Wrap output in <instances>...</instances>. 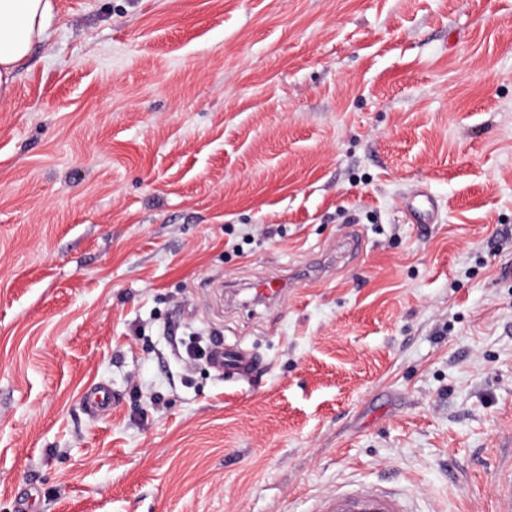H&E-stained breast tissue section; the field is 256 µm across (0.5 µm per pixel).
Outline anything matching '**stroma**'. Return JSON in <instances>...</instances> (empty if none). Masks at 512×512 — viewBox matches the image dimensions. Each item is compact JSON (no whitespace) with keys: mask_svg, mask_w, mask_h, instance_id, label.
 I'll list each match as a JSON object with an SVG mask.
<instances>
[{"mask_svg":"<svg viewBox=\"0 0 512 512\" xmlns=\"http://www.w3.org/2000/svg\"><path fill=\"white\" fill-rule=\"evenodd\" d=\"M55 2L0 104V512H309L381 480L493 512L512 0ZM192 331L250 380L188 366ZM423 196L420 206L415 204L414 198H408L404 203V212L413 224H431L435 222L436 211L429 197ZM212 367L224 374L227 380L243 376L253 370L255 362L252 356L243 350L226 352L224 347L216 349L212 353ZM82 405L91 413L107 411L115 398L111 391L102 385L90 386L82 395Z\"/></svg>","mask_w":512,"mask_h":512,"instance_id":"stroma-1","label":"stroma"}]
</instances>
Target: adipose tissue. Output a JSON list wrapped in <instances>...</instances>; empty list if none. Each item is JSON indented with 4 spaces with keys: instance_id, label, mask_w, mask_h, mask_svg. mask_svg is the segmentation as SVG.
<instances>
[{
    "instance_id": "ef3b65f1",
    "label": "adipose tissue",
    "mask_w": 512,
    "mask_h": 512,
    "mask_svg": "<svg viewBox=\"0 0 512 512\" xmlns=\"http://www.w3.org/2000/svg\"><path fill=\"white\" fill-rule=\"evenodd\" d=\"M54 0H0V101L8 99L15 70L55 19Z\"/></svg>"
}]
</instances>
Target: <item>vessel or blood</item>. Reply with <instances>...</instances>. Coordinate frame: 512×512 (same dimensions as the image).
I'll return each instance as SVG.
<instances>
[{
	"instance_id": "1",
	"label": "vessel or blood",
	"mask_w": 512,
	"mask_h": 512,
	"mask_svg": "<svg viewBox=\"0 0 512 512\" xmlns=\"http://www.w3.org/2000/svg\"><path fill=\"white\" fill-rule=\"evenodd\" d=\"M404 212L412 223L431 224L436 211L430 199L414 201L407 199ZM252 356L242 350L216 349L212 354V366L227 379L243 376L253 370ZM115 398L102 385L90 386L82 395V404L92 413L111 408ZM494 512H512V453L501 457L491 486ZM413 497L406 490L379 485L342 487L336 493L318 500L311 512H412Z\"/></svg>"
}]
</instances>
